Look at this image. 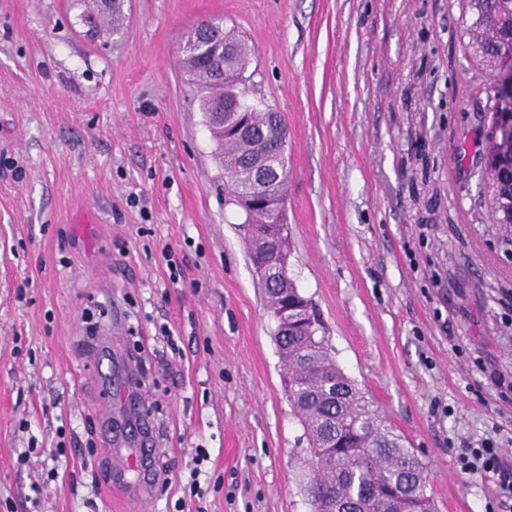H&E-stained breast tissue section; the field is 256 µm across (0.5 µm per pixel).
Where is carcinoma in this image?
I'll return each instance as SVG.
<instances>
[{
    "instance_id": "1",
    "label": "carcinoma",
    "mask_w": 512,
    "mask_h": 512,
    "mask_svg": "<svg viewBox=\"0 0 512 512\" xmlns=\"http://www.w3.org/2000/svg\"><path fill=\"white\" fill-rule=\"evenodd\" d=\"M472 22L466 27L469 42L484 66H491L500 51L512 47V0H466ZM122 0H106L96 5V23L116 24ZM224 37V57L208 64L202 57L184 51L183 67L189 79L210 90L203 108L208 112L211 132L224 167V177L236 204L245 212V223L253 225L247 235L249 257L266 249L263 225L271 223V213L263 207L248 206L244 191L252 174L270 169L272 152L288 144L285 119L273 120L275 109L245 107L250 131L236 134L213 118L215 105L236 95L252 55L246 40L230 29L217 26ZM494 181L512 192V174L489 166L481 183ZM288 169L270 173L267 190L286 198ZM297 326L277 339L288 377V401L308 437V473L303 490L311 512H433L427 495L428 478L424 464L407 448L402 437L385 420L365 394L336 364L325 339V327L311 299L295 281L285 278L265 290L272 314L279 312L282 295Z\"/></svg>"
}]
</instances>
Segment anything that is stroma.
Wrapping results in <instances>:
<instances>
[{
    "label": "stroma",
    "instance_id": "obj_1",
    "mask_svg": "<svg viewBox=\"0 0 512 512\" xmlns=\"http://www.w3.org/2000/svg\"><path fill=\"white\" fill-rule=\"evenodd\" d=\"M87 12L0 0V512H310L245 215L182 72L212 19L254 50L245 101L287 122L290 275L338 366L436 512H502L460 461L489 439L512 467V249L478 186L490 78L462 0H124L93 35ZM143 415L153 457L117 481L140 448L107 428ZM56 447L54 470L29 456Z\"/></svg>",
    "mask_w": 512,
    "mask_h": 512
}]
</instances>
